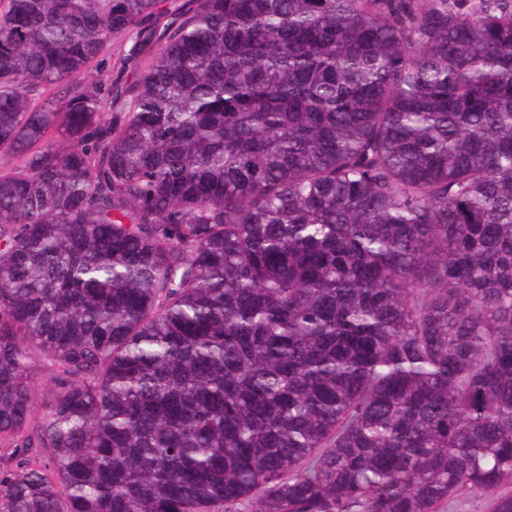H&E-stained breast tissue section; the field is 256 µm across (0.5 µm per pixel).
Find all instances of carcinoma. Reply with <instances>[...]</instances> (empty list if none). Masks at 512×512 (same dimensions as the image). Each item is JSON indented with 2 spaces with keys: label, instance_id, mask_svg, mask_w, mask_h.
Masks as SVG:
<instances>
[{
  "label": "carcinoma",
  "instance_id": "cac0c4a2",
  "mask_svg": "<svg viewBox=\"0 0 512 512\" xmlns=\"http://www.w3.org/2000/svg\"><path fill=\"white\" fill-rule=\"evenodd\" d=\"M163 3L0 0V512L512 485V0ZM131 43H124L122 46L120 43L112 44V59L110 62H106L104 67V75L109 76L110 69L112 66V81H121L129 76V65L128 62L122 58L127 53ZM33 356L34 360L32 362V369L33 372L35 373V376L38 379L39 385V400L37 405V411L41 414L44 412V409H42L41 406L43 402V400L41 399V391H43V393L46 394L48 390L54 387L55 372H52L49 369V366L42 361V359L39 357V355H37L36 352L33 353Z\"/></svg>",
  "mask_w": 512,
  "mask_h": 512
}]
</instances>
